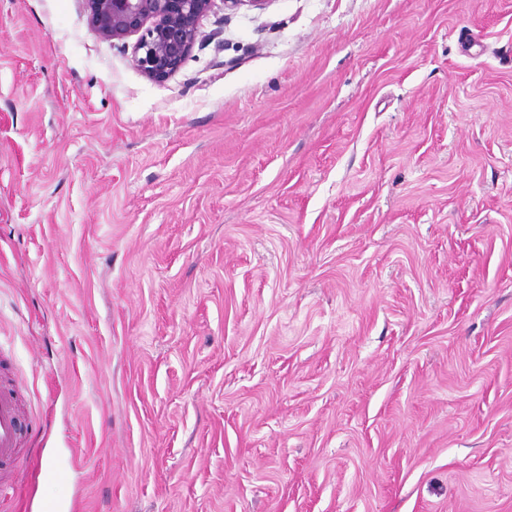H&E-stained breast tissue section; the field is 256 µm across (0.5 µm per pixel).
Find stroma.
<instances>
[{
  "mask_svg": "<svg viewBox=\"0 0 512 512\" xmlns=\"http://www.w3.org/2000/svg\"><path fill=\"white\" fill-rule=\"evenodd\" d=\"M201 32L159 84L85 0H0V375L71 470L38 495L512 512V0Z\"/></svg>",
  "mask_w": 512,
  "mask_h": 512,
  "instance_id": "1",
  "label": "stroma"
}]
</instances>
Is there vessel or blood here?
Listing matches in <instances>:
<instances>
[{
  "instance_id": "1",
  "label": "vessel or blood",
  "mask_w": 512,
  "mask_h": 512,
  "mask_svg": "<svg viewBox=\"0 0 512 512\" xmlns=\"http://www.w3.org/2000/svg\"><path fill=\"white\" fill-rule=\"evenodd\" d=\"M21 400L9 384L0 385V489L14 487L24 461L22 446ZM77 503L29 496L26 512H77Z\"/></svg>"
}]
</instances>
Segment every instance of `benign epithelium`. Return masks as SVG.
Listing matches in <instances>:
<instances>
[{"label": "benign epithelium", "mask_w": 512, "mask_h": 512, "mask_svg": "<svg viewBox=\"0 0 512 512\" xmlns=\"http://www.w3.org/2000/svg\"><path fill=\"white\" fill-rule=\"evenodd\" d=\"M91 25L106 41L137 36L134 63L162 83L175 75L194 48L201 21L215 0H86Z\"/></svg>", "instance_id": "benign-epithelium-1"}]
</instances>
